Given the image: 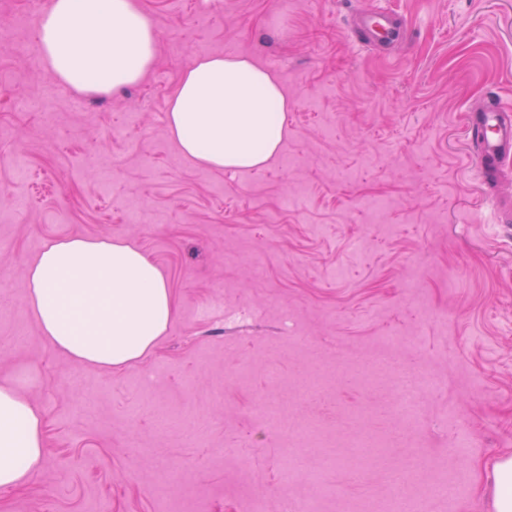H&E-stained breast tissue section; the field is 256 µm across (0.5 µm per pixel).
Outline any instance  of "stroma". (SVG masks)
Masks as SVG:
<instances>
[{"label": "stroma", "instance_id": "obj_1", "mask_svg": "<svg viewBox=\"0 0 512 512\" xmlns=\"http://www.w3.org/2000/svg\"><path fill=\"white\" fill-rule=\"evenodd\" d=\"M138 3L152 68L88 95L44 69L32 34L49 0H0V385L22 384L45 423L42 465L0 489V512H155L163 478L180 512H280L324 486L325 512H366L390 470L424 512H494L512 455V223L478 200L462 118L512 107V0ZM386 5L407 34L362 48L358 10ZM217 54L251 56L288 96L263 170L192 162L168 133L183 71ZM73 236L127 240L163 272L174 316L139 363L80 364L40 334L27 268ZM390 332L439 378L419 426L391 374L333 385L320 407L297 393L313 362L356 366ZM363 432L386 445L360 464L343 436ZM446 477L452 503L430 492ZM494 511H512V458H502L495 466Z\"/></svg>", "mask_w": 512, "mask_h": 512}]
</instances>
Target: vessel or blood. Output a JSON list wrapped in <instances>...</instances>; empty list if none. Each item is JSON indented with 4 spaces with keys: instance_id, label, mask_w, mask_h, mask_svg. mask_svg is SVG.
I'll list each match as a JSON object with an SVG mask.
<instances>
[{
    "instance_id": "1",
    "label": "vessel or blood",
    "mask_w": 512,
    "mask_h": 512,
    "mask_svg": "<svg viewBox=\"0 0 512 512\" xmlns=\"http://www.w3.org/2000/svg\"><path fill=\"white\" fill-rule=\"evenodd\" d=\"M395 17V11L385 6L364 9L361 13V27L367 33L364 48L392 42L397 34ZM463 128L466 135L479 142L472 156L484 202L490 206L496 223L512 222V202L492 189L502 163L512 158V111L496 103L470 110L463 116Z\"/></svg>"
}]
</instances>
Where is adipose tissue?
<instances>
[{
    "label": "adipose tissue",
    "mask_w": 512,
    "mask_h": 512,
    "mask_svg": "<svg viewBox=\"0 0 512 512\" xmlns=\"http://www.w3.org/2000/svg\"><path fill=\"white\" fill-rule=\"evenodd\" d=\"M38 36L49 77L85 94L136 84L155 59V32L135 0H50ZM287 110L276 78L251 58L207 55L185 70L167 127L192 161L259 169L280 150ZM26 288L41 335L83 364L138 363L173 318L161 270L120 239L47 243L28 269ZM43 458L39 412L21 391L1 386L0 487L21 484Z\"/></svg>",
    "instance_id": "obj_1"
}]
</instances>
